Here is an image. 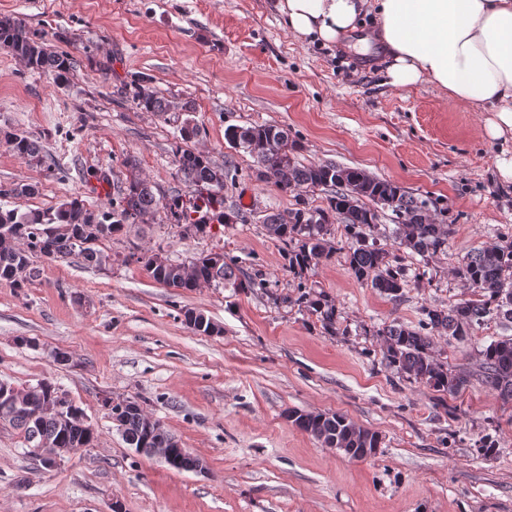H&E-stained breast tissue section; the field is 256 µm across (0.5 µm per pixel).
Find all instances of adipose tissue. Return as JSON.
<instances>
[{
  "label": "adipose tissue",
  "mask_w": 512,
  "mask_h": 512,
  "mask_svg": "<svg viewBox=\"0 0 512 512\" xmlns=\"http://www.w3.org/2000/svg\"><path fill=\"white\" fill-rule=\"evenodd\" d=\"M294 37L330 44L375 22L366 41L388 53L390 85L428 83L485 113L483 135L512 139V0H277Z\"/></svg>",
  "instance_id": "ef3b65f1"
}]
</instances>
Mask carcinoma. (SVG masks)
Listing matches in <instances>:
<instances>
[{
    "mask_svg": "<svg viewBox=\"0 0 512 512\" xmlns=\"http://www.w3.org/2000/svg\"><path fill=\"white\" fill-rule=\"evenodd\" d=\"M6 45L11 55L27 68L48 74L58 83L66 81L73 69L70 54L50 49L22 21L4 15L0 16V47ZM129 93L145 112L163 115L171 110L170 101L140 82L130 86ZM0 135L19 156L40 165L47 163L38 139L2 129ZM225 139L233 148L251 156L253 173L259 182L283 194L296 193L295 207L286 212L267 213L262 224L268 235L282 244L288 271L297 277L330 258L334 251L330 241L332 226L339 222L346 226L350 238L348 259L354 277L370 282L371 287L392 299L401 297L407 280L399 264L400 256L369 241V232L377 227L384 211L395 216L399 247L423 259L448 247L450 225L436 221L428 200L360 168L332 162L303 165L295 161L296 144L289 142L288 133L277 125H232L225 130ZM191 140L182 133L171 148L176 177L192 188L187 199L179 193L156 196L133 159L127 162L126 182L114 187L118 206L110 222L107 215H98L77 197L61 203L53 212L30 210L20 214L0 210V225H9L11 231V240L0 239V281L19 284V279L12 277L14 269L30 263L35 255L56 259L77 254L86 264L97 265L101 262L100 252L95 249L98 242L161 209L171 223L195 224L202 234L215 222L229 223L234 214L224 211V172L213 165L208 154L189 148ZM304 189L329 191L327 206H311L303 197ZM49 224H69L75 234L87 224H100L103 229L96 241L78 244L69 237L51 236ZM140 260L154 281L171 288H220L226 281L242 290L255 287L251 278L236 276V264L222 252L175 261L165 268L153 267L147 255ZM453 274L464 287L475 292V297L446 307H425L415 327L393 321L378 329L386 361L442 395L461 391L469 383L471 373L454 371L448 368V362L440 360L436 337L448 336L464 342L492 318L498 319L504 330H512V242H490L468 253ZM299 299L315 313L326 332L336 333V306L328 296L303 293ZM477 362L481 380L497 391L503 401L512 402V337L492 340L478 351ZM288 415L295 416L294 424L300 430L352 459L366 458L363 449L378 448L381 444L378 433L344 414L293 409ZM147 418L139 405L120 415L118 429L130 447H161L156 436L147 431ZM8 422L21 430L29 448L44 438L58 441L64 448L75 443L91 448L97 440L94 428L82 412L70 418L66 426L49 414L33 419L25 414Z\"/></svg>",
    "mask_w": 512,
    "mask_h": 512,
    "instance_id": "carcinoma-1",
    "label": "carcinoma"
}]
</instances>
